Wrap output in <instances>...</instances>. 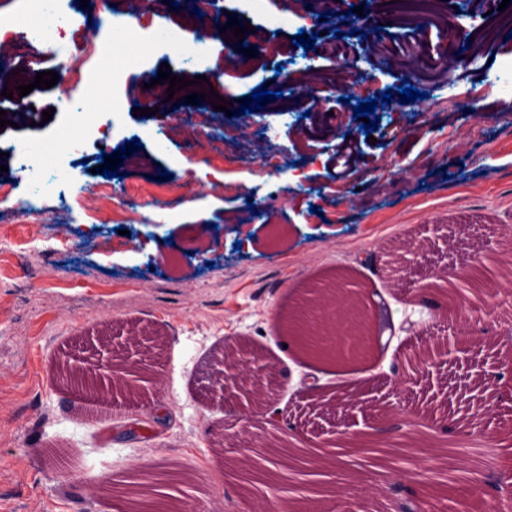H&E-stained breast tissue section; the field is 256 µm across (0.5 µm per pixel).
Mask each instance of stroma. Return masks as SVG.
Wrapping results in <instances>:
<instances>
[{"mask_svg": "<svg viewBox=\"0 0 512 512\" xmlns=\"http://www.w3.org/2000/svg\"><path fill=\"white\" fill-rule=\"evenodd\" d=\"M447 2L448 16L470 33L464 43L449 39L448 55L469 60L449 71L408 37L397 0H264L260 11L251 0H221L252 30L241 41L210 39L196 64L162 38L190 26L193 0L167 6L148 32L113 28L87 62L102 108L64 156V177L76 188L95 183L92 169L108 156L117 161L115 196L162 190L166 206L141 210L146 239L136 223L93 210L78 191L64 206L45 193L53 223L23 216L18 156L54 151L70 118L57 109V86L0 95L10 122L0 129V184L13 186L0 195V512H113L137 485L158 499L195 497L207 512H245L247 501L277 491L262 478L271 450L309 449L321 438L333 439L352 473L335 501L322 490L336 485V473L308 468L309 493L299 503L318 512L363 500L369 512H401L407 492L440 484L451 496L490 483L512 487V446L500 438L512 424V342L501 338L512 322L511 284L472 300L463 315L466 347L449 349L428 370L389 377L393 364L452 335L445 315L457 305V272L497 273V254L512 244V28L475 0ZM375 16L385 28L364 35ZM314 24L320 37L309 49L296 46L299 30ZM270 41L281 50L277 68L262 51ZM136 61L150 76L165 63L181 78L207 76L229 112L214 111L208 99L150 96L126 76ZM281 74L308 89L312 103L282 96L240 114V101ZM410 86L424 99L382 102L384 91ZM369 98L379 119L370 137L354 114ZM209 111L224 125L220 156L204 144L188 150L181 135ZM349 129L354 155L346 165L336 148ZM263 156L275 166L261 168ZM187 171L199 186L191 196L175 183ZM219 223L229 232H205ZM393 244L421 248L416 271L388 265ZM333 268L353 273L350 286L364 290L379 338L370 356L339 365L302 358L275 321L280 305ZM105 324L116 349L132 325L160 332L167 347L159 357L149 341L130 352L133 360L152 357L151 378L133 399L113 398L111 416L80 420L77 403L54 385L53 361ZM241 337L275 370L267 399L276 422L204 395L211 359ZM311 387L361 397L334 412L311 405ZM380 426L398 427L405 447L420 438L441 448L439 473L422 477L417 453L400 477L393 448L346 446L345 437ZM214 440L222 451L211 448ZM52 448L76 450L78 463L50 460ZM100 473L111 474V495L90 490L88 477Z\"/></svg>", "mask_w": 512, "mask_h": 512, "instance_id": "1", "label": "stroma"}]
</instances>
